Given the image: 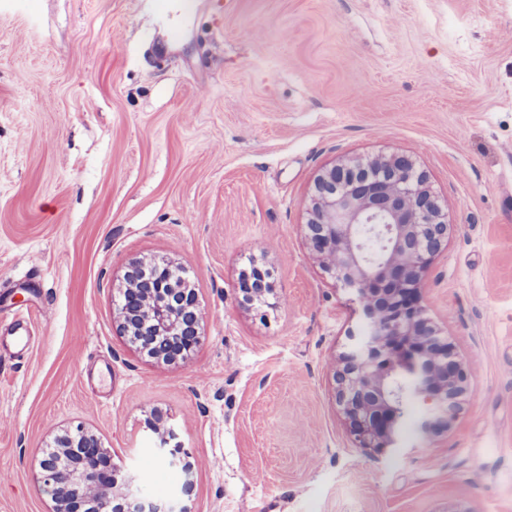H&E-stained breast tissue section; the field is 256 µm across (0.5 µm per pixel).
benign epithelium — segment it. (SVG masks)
<instances>
[{
    "label": "benign epithelium",
    "instance_id": "benign-epithelium-1",
    "mask_svg": "<svg viewBox=\"0 0 512 512\" xmlns=\"http://www.w3.org/2000/svg\"><path fill=\"white\" fill-rule=\"evenodd\" d=\"M307 230L326 272L354 296L362 323L341 356L338 401L359 447L397 453L405 401L431 402L419 423L429 435L451 421L449 401L467 385L461 365L448 369L453 350L439 341L420 305L423 275L448 235L442 208L409 159L357 161L335 165L317 178ZM123 283L127 303L117 313L121 335L147 341L176 332L177 342L155 357L167 365L196 351L197 294L179 287L174 262H134ZM161 421L159 413L149 421L159 435L161 464L189 474L188 449L157 428ZM34 479L50 496L51 512H81L90 491L93 512H189V479L179 497L144 499L82 426L55 441V452L42 459Z\"/></svg>",
    "mask_w": 512,
    "mask_h": 512
}]
</instances>
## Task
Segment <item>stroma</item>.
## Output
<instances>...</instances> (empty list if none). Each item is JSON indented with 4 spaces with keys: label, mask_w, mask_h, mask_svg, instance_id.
Masks as SVG:
<instances>
[{
    "label": "stroma",
    "mask_w": 512,
    "mask_h": 512,
    "mask_svg": "<svg viewBox=\"0 0 512 512\" xmlns=\"http://www.w3.org/2000/svg\"><path fill=\"white\" fill-rule=\"evenodd\" d=\"M399 154L448 238L421 304L466 366L448 428L359 447L333 366L357 318L306 234L318 176ZM184 265L201 342L166 366L117 330L128 264ZM261 263L268 306L238 276ZM0 512H50L42 448L76 426L191 512H512V0H0ZM24 323H30L29 309L17 312L12 322L9 323L10 333L7 336V341L10 350L16 355L26 353L31 344V336H29L28 328Z\"/></svg>",
    "instance_id": "35a3bbf8"
}]
</instances>
